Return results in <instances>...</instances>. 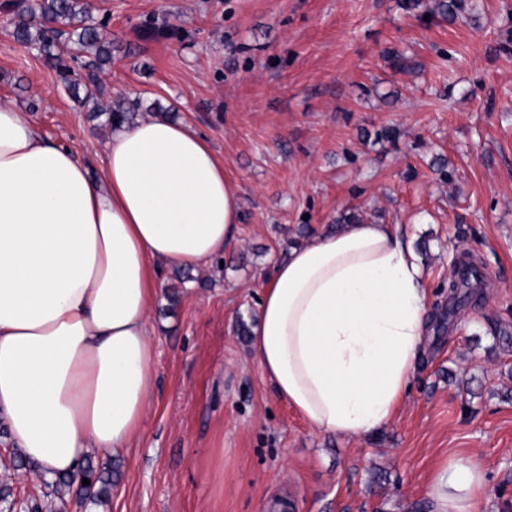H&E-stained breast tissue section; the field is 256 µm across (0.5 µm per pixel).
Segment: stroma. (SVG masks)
<instances>
[{"mask_svg": "<svg viewBox=\"0 0 512 512\" xmlns=\"http://www.w3.org/2000/svg\"><path fill=\"white\" fill-rule=\"evenodd\" d=\"M112 58L77 63L71 95L53 60L0 21V103L99 174L112 132L93 101L123 97L190 124L224 163L241 241L206 269L160 268L151 310L154 395L108 499L48 512H415L444 461H478L488 498L512 512V0H93ZM361 209L404 225L430 308L448 304L462 254L482 272L429 331L398 418L359 440L310 429L264 378L239 320L300 227ZM0 436V485L23 481Z\"/></svg>", "mask_w": 512, "mask_h": 512, "instance_id": "35a3bbf8", "label": "stroma"}]
</instances>
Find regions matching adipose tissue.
<instances>
[{
  "label": "adipose tissue",
  "instance_id": "obj_1",
  "mask_svg": "<svg viewBox=\"0 0 512 512\" xmlns=\"http://www.w3.org/2000/svg\"><path fill=\"white\" fill-rule=\"evenodd\" d=\"M237 193L190 125L112 132L100 179L0 104V422L48 477L140 435L154 390L160 267L203 268L240 240ZM428 290L398 225L322 231L261 288L250 350L314 431L358 439L398 415L424 349ZM480 466L453 459L432 512H470Z\"/></svg>",
  "mask_w": 512,
  "mask_h": 512
}]
</instances>
